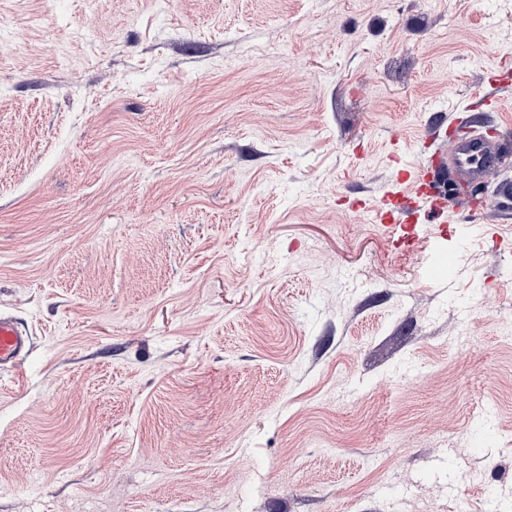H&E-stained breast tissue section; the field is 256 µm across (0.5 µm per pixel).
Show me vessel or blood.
<instances>
[{
    "mask_svg": "<svg viewBox=\"0 0 512 512\" xmlns=\"http://www.w3.org/2000/svg\"><path fill=\"white\" fill-rule=\"evenodd\" d=\"M436 164L432 167L400 166L398 182L408 188V195L384 197L375 208V214L384 224L394 243L412 247L417 240V227L401 221L407 202H414L424 221H431L443 213L441 184L446 183L448 173L459 172L470 181L484 179L497 169L501 161L498 145L480 130H472L463 138H456L435 153ZM33 346L30 330L13 317L0 315V368H20Z\"/></svg>",
    "mask_w": 512,
    "mask_h": 512,
    "instance_id": "vessel-or-blood-1",
    "label": "vessel or blood"
}]
</instances>
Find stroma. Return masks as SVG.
Returning <instances> with one entry per match:
<instances>
[{
	"instance_id": "stroma-1",
	"label": "stroma",
	"mask_w": 512,
	"mask_h": 512,
	"mask_svg": "<svg viewBox=\"0 0 512 512\" xmlns=\"http://www.w3.org/2000/svg\"><path fill=\"white\" fill-rule=\"evenodd\" d=\"M504 64L512 0H0V512H512V162L374 212ZM33 346L30 330L13 317L0 315V368L19 369Z\"/></svg>"
}]
</instances>
